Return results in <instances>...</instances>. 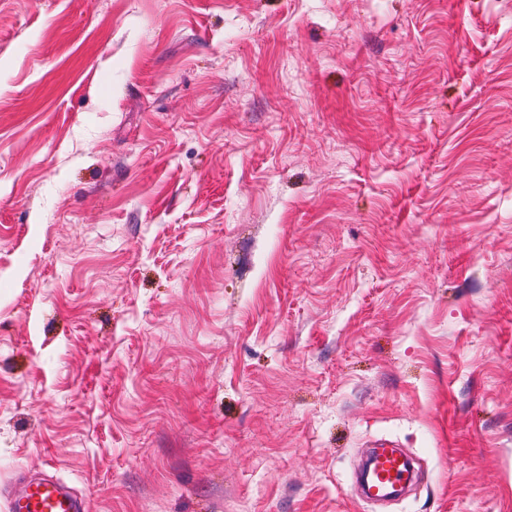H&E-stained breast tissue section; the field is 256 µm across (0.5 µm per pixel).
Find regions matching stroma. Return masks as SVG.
Returning a JSON list of instances; mask_svg holds the SVG:
<instances>
[{"label": "stroma", "mask_w": 512, "mask_h": 512, "mask_svg": "<svg viewBox=\"0 0 512 512\" xmlns=\"http://www.w3.org/2000/svg\"><path fill=\"white\" fill-rule=\"evenodd\" d=\"M48 472L512 512V0H0V512ZM381 445L377 449V478L381 485L397 486L407 479L405 462L393 448Z\"/></svg>", "instance_id": "35a3bbf8"}]
</instances>
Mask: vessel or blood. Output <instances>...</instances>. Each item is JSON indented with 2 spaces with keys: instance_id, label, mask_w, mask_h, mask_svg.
<instances>
[{
  "instance_id": "vessel-or-blood-1",
  "label": "vessel or blood",
  "mask_w": 512,
  "mask_h": 512,
  "mask_svg": "<svg viewBox=\"0 0 512 512\" xmlns=\"http://www.w3.org/2000/svg\"><path fill=\"white\" fill-rule=\"evenodd\" d=\"M377 478L378 487L370 488L365 492V499L378 500L379 486L394 487L406 481V465L395 449L379 446ZM8 503L10 512H85L84 501L49 476L22 483L11 492Z\"/></svg>"
}]
</instances>
